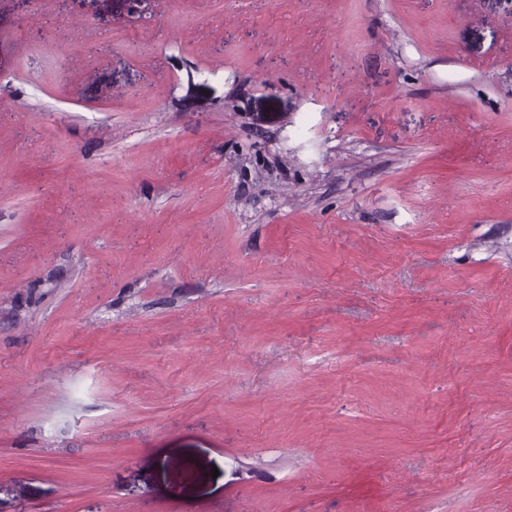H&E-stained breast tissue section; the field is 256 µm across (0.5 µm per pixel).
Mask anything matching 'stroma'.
<instances>
[{
	"mask_svg": "<svg viewBox=\"0 0 512 512\" xmlns=\"http://www.w3.org/2000/svg\"><path fill=\"white\" fill-rule=\"evenodd\" d=\"M0 512H512V0H0Z\"/></svg>",
	"mask_w": 512,
	"mask_h": 512,
	"instance_id": "35a3bbf8",
	"label": "stroma"
}]
</instances>
